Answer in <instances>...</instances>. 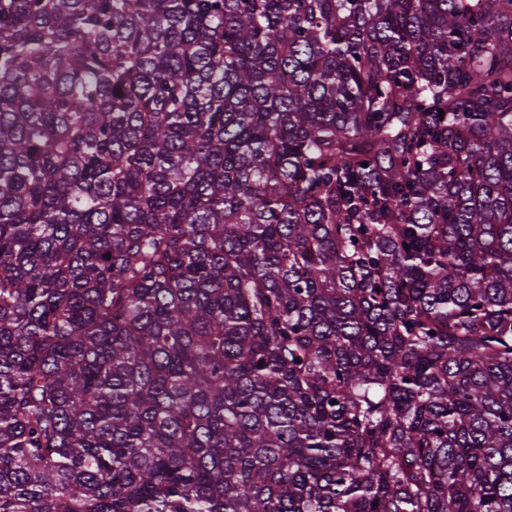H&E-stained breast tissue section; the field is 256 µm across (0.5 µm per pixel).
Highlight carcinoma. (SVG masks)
I'll return each instance as SVG.
<instances>
[{"mask_svg": "<svg viewBox=\"0 0 512 512\" xmlns=\"http://www.w3.org/2000/svg\"><path fill=\"white\" fill-rule=\"evenodd\" d=\"M512 512V0H0V512Z\"/></svg>", "mask_w": 512, "mask_h": 512, "instance_id": "cac0c4a2", "label": "carcinoma"}]
</instances>
